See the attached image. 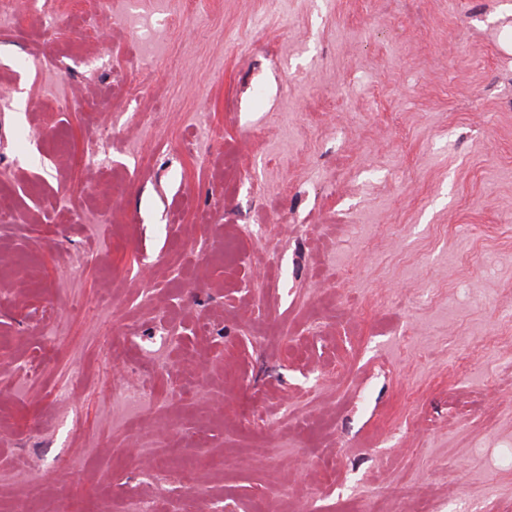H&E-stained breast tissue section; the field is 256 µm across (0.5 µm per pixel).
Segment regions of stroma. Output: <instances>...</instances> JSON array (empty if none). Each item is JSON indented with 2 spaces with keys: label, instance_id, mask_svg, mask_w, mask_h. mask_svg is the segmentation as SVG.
Returning a JSON list of instances; mask_svg holds the SVG:
<instances>
[{
  "label": "stroma",
  "instance_id": "1",
  "mask_svg": "<svg viewBox=\"0 0 512 512\" xmlns=\"http://www.w3.org/2000/svg\"><path fill=\"white\" fill-rule=\"evenodd\" d=\"M51 7L0 23V512H512V0Z\"/></svg>",
  "mask_w": 512,
  "mask_h": 512
}]
</instances>
